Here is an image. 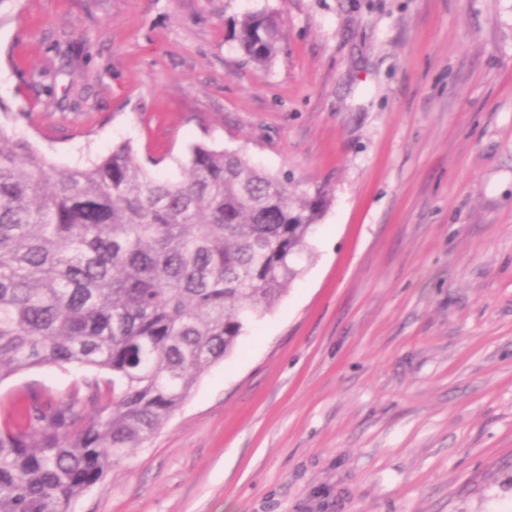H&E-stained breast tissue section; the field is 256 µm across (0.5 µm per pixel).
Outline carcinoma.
<instances>
[{"label":"carcinoma","instance_id":"1","mask_svg":"<svg viewBox=\"0 0 512 512\" xmlns=\"http://www.w3.org/2000/svg\"><path fill=\"white\" fill-rule=\"evenodd\" d=\"M232 36L256 64L278 49L263 12ZM184 167L160 178L124 142L60 171L0 126V382L95 371L0 412V512H71L300 276L328 193L206 143Z\"/></svg>","mask_w":512,"mask_h":512}]
</instances>
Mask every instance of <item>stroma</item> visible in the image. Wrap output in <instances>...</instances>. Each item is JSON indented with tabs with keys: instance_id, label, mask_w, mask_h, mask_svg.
Wrapping results in <instances>:
<instances>
[{
	"instance_id": "stroma-1",
	"label": "stroma",
	"mask_w": 512,
	"mask_h": 512,
	"mask_svg": "<svg viewBox=\"0 0 512 512\" xmlns=\"http://www.w3.org/2000/svg\"><path fill=\"white\" fill-rule=\"evenodd\" d=\"M253 11L264 65L229 38ZM0 124L62 169L128 141L178 179L204 142L331 195L301 276L72 512H512V0H0ZM232 36L244 54L256 64L267 63L278 49L277 23L264 12H252L235 21Z\"/></svg>"
}]
</instances>
